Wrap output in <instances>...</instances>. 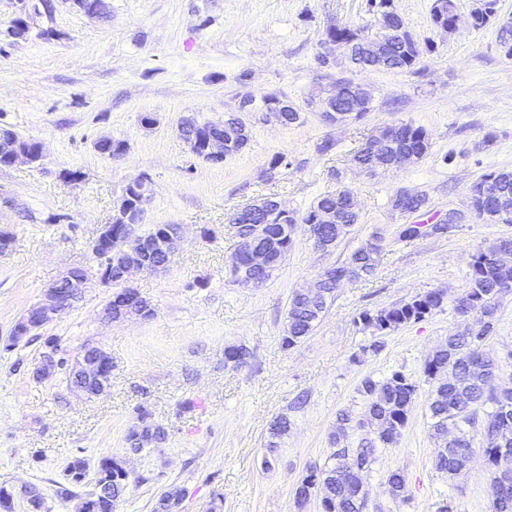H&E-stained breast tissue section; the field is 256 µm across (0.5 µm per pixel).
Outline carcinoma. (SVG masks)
<instances>
[{
	"label": "carcinoma",
	"mask_w": 512,
	"mask_h": 512,
	"mask_svg": "<svg viewBox=\"0 0 512 512\" xmlns=\"http://www.w3.org/2000/svg\"><path fill=\"white\" fill-rule=\"evenodd\" d=\"M363 11L378 19H386V51L374 60L367 55L365 45L361 43L364 31L338 27L331 37L347 47V51L340 53L341 62L358 69L378 64L394 71H414L423 50L429 51L431 47L423 49L418 42L401 35L398 28L405 21L396 13L393 0H364ZM430 19L435 27L448 30L462 23L480 29L492 21L488 16L461 15L456 0H443V3L433 5ZM328 98L333 109L332 120L336 123L360 120L364 113L358 108L373 101L367 89L347 80L329 91ZM250 101L258 112L281 111L284 126L300 121L301 108L286 103L284 99L270 95L261 98L259 104L253 97ZM188 132L202 138L222 135L230 141L229 148L234 154L245 150L252 138L248 127H232L226 121L201 122L195 117L189 118ZM429 146V136L423 127L411 122L401 123L395 135L387 141L378 161L388 164L404 148H416L425 153ZM470 200L477 212L495 208L497 223L512 224V171L484 174L471 187ZM389 203L391 210L402 217L412 210L421 213L428 207V199L421 193L406 200L394 194ZM327 208L336 209L341 216L340 223H315L318 211ZM358 221L359 211L351 203L350 192L342 187L318 197L303 215L293 211L285 213L273 205L255 212L250 218V223L261 226L263 236L259 244L274 256L285 255L292 248V234L297 224L312 226L325 242L335 245ZM380 252L381 238L373 237L354 250L344 263L321 274L317 295L294 292L289 301L288 331L282 338V347L286 350L295 347L315 329L336 298L341 285L339 272H348L351 281L370 277L377 269ZM508 255H512L511 237L495 239L477 250L471 264L468 288L456 298V304L472 309L475 323L449 335L423 366V374L433 381L429 410L438 443L435 468L450 478L466 474L474 455L471 438L463 431L448 435V422L475 429L483 444L484 463L491 473L492 512H512V467L498 469L502 451L512 454V386L497 383L498 362L484 351L485 343L497 330L499 299L503 297L504 289L512 287V264L505 260ZM442 303V293L430 291L398 306L364 311L360 314V322L381 336L425 317ZM224 357L226 363L237 367L246 363L250 352L243 346H231L225 349ZM359 391L363 396L366 416L370 423L376 425L377 442L384 446L394 444L405 427L416 383L404 372L394 371L383 380L365 378ZM164 440L165 429L149 426L132 430L126 437L129 450L133 452H140L144 446ZM331 460V465L309 470L298 482L295 488L297 504L301 506L315 496L319 499L321 512H365L367 496L362 474L374 462V442L369 441L359 448H338L332 453ZM87 467L82 458L71 461L66 469L68 484L59 486L57 495L76 499V512H114L115 503L127 486V472L115 458H104L99 462L94 478L102 492L95 496L89 492L79 496L74 488L84 482Z\"/></svg>",
	"instance_id": "obj_1"
}]
</instances>
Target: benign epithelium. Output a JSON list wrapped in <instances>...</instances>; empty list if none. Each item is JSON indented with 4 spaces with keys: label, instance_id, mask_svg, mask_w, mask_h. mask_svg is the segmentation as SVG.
<instances>
[{
    "label": "benign epithelium",
    "instance_id": "7a95c632",
    "mask_svg": "<svg viewBox=\"0 0 512 512\" xmlns=\"http://www.w3.org/2000/svg\"><path fill=\"white\" fill-rule=\"evenodd\" d=\"M186 122H181L179 131L189 151L198 156L203 154L211 161H221L227 156L224 151V137H214L198 147L194 135L186 132ZM21 137L7 128H0V144L7 145L9 154L6 156L7 166L12 167L19 162L37 163L42 158V146L31 153L18 146ZM128 186L138 191L135 210H130L128 195H123L119 208L112 216L111 223L101 225L97 236L91 242L94 252L103 254L104 264L97 271L99 281L103 284L122 283L124 288L113 295L104 308V314L111 320L125 318H145L150 302L136 288L127 284L133 271H155L167 267L173 260L174 243L178 237L179 227L164 231L157 245H152L146 237L137 232V226L144 222V204L150 191L149 182L134 179ZM252 208L248 204L238 210L232 218L231 228L234 235L242 243L241 255L248 258L251 266L263 268L266 265V254L258 246L261 227L255 226L252 233L242 234L243 225L239 224L245 211ZM90 278L81 267L69 269L64 276L45 289L42 298L32 306L15 324L13 333L30 336L36 334L65 310L73 307L87 287ZM59 365L54 352L43 356L34 374L47 379L54 375ZM71 376L76 385L74 389L85 395L99 397L106 392L102 382L104 372L112 369L109 355L99 346L85 345L74 359L68 361Z\"/></svg>",
    "mask_w": 512,
    "mask_h": 512
}]
</instances>
